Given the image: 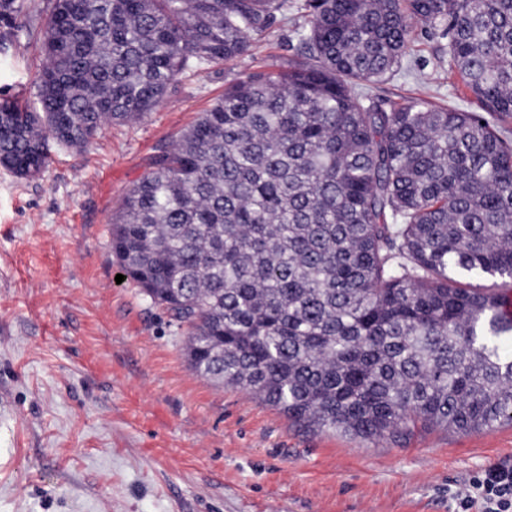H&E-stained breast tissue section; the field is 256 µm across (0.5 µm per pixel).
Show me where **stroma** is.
I'll return each mask as SVG.
<instances>
[{"mask_svg":"<svg viewBox=\"0 0 512 512\" xmlns=\"http://www.w3.org/2000/svg\"><path fill=\"white\" fill-rule=\"evenodd\" d=\"M21 2L0 41V92L33 106L48 12ZM302 2L248 54L178 75L143 118L83 148L50 142L42 175L0 167V512H453L473 477L512 463V426L395 443L294 425L196 375L169 315L115 280L111 225L129 190L226 87L299 49ZM371 91L481 109L433 28Z\"/></svg>","mask_w":512,"mask_h":512,"instance_id":"35a3bbf8","label":"stroma"}]
</instances>
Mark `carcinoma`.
Instances as JSON below:
<instances>
[{"label": "carcinoma", "mask_w": 512, "mask_h": 512, "mask_svg": "<svg viewBox=\"0 0 512 512\" xmlns=\"http://www.w3.org/2000/svg\"><path fill=\"white\" fill-rule=\"evenodd\" d=\"M288 0H47L38 107L0 97V161L41 174L141 118L185 68L250 52ZM302 50L224 90L126 195L123 274L193 371L375 442L512 425V140L486 115L355 91L444 27L448 72L512 119V0H307ZM18 0H0L10 26Z\"/></svg>", "instance_id": "cac0c4a2"}]
</instances>
